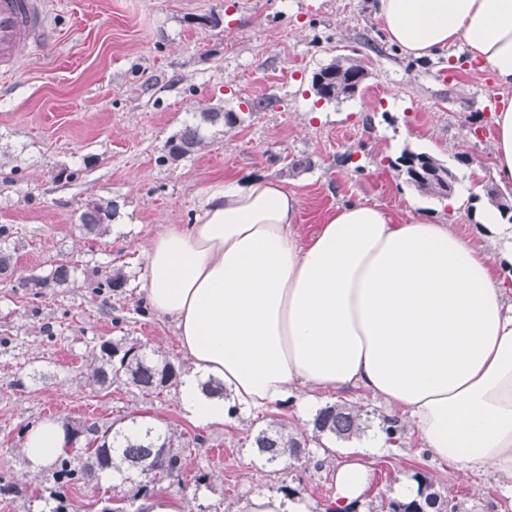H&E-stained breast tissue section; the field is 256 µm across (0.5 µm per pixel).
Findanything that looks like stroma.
I'll use <instances>...</instances> for the list:
<instances>
[{"label": "stroma", "instance_id": "obj_1", "mask_svg": "<svg viewBox=\"0 0 512 512\" xmlns=\"http://www.w3.org/2000/svg\"><path fill=\"white\" fill-rule=\"evenodd\" d=\"M375 0H48V24L36 52L0 77V224L19 275H46L58 264L72 282L41 296L0 280V512H51L33 497L56 488L52 469L30 472L25 431L44 419L63 426L117 415L149 417L188 445L182 486L160 483L141 494L136 481L65 488L69 512L99 491L136 497L184 494L189 512H237L249 495L285 488L329 504L341 450L370 469L363 512H386L401 484L421 476L465 512H512V480L493 469L472 472L435 459L408 418L397 443L364 447L361 439L311 438V415L348 403L380 423L389 411L364 390L309 394L295 406L237 416L224 424L192 421L172 386L153 396L128 385H88L101 340L142 345L146 354L191 369L174 325L156 314L141 289L145 251L167 224L193 223L209 186L264 175L295 192L298 231L310 237L337 206L377 204L395 215L411 208L481 240L476 213L487 202L478 181H495L492 133L500 95L493 74L472 62L464 44L431 58L406 56L374 17ZM216 15L219 25L207 24ZM339 56L357 59L367 76L353 97L318 100L312 76ZM261 111H252L255 101ZM216 108L233 125L203 121ZM204 138L178 161L165 144L185 126ZM425 151L451 166L458 205L421 195L393 163L403 149ZM468 155L470 166L457 164ZM96 198L116 204L100 235L80 227L81 207ZM122 272L111 294L98 281ZM308 438L306 454L266 464L254 445L271 422Z\"/></svg>", "mask_w": 512, "mask_h": 512}]
</instances>
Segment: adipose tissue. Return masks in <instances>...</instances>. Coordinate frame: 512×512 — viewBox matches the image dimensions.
<instances>
[{
  "label": "adipose tissue",
  "mask_w": 512,
  "mask_h": 512,
  "mask_svg": "<svg viewBox=\"0 0 512 512\" xmlns=\"http://www.w3.org/2000/svg\"><path fill=\"white\" fill-rule=\"evenodd\" d=\"M389 41L420 58L461 42L512 88V0H377ZM495 118L496 168L512 181V98ZM300 200L280 182L209 186L190 225L168 224L145 254L142 290L169 318L192 368L180 400L214 424L294 402L309 390L357 387L406 414L449 464L512 478V306L494 260L448 225L397 221L380 206L337 208L309 240ZM218 381L228 397L207 395ZM62 426L24 434L31 470L62 453ZM331 478L339 512L370 479L359 458ZM239 512H326L304 496L261 491Z\"/></svg>",
  "instance_id": "ef3b65f1"
}]
</instances>
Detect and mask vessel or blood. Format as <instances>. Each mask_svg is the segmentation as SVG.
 Returning <instances> with one entry per match:
<instances>
[{
  "instance_id": "vessel-or-blood-1",
  "label": "vessel or blood",
  "mask_w": 512,
  "mask_h": 512,
  "mask_svg": "<svg viewBox=\"0 0 512 512\" xmlns=\"http://www.w3.org/2000/svg\"><path fill=\"white\" fill-rule=\"evenodd\" d=\"M46 0H0V73L18 70L23 50L39 48L46 30Z\"/></svg>"
}]
</instances>
